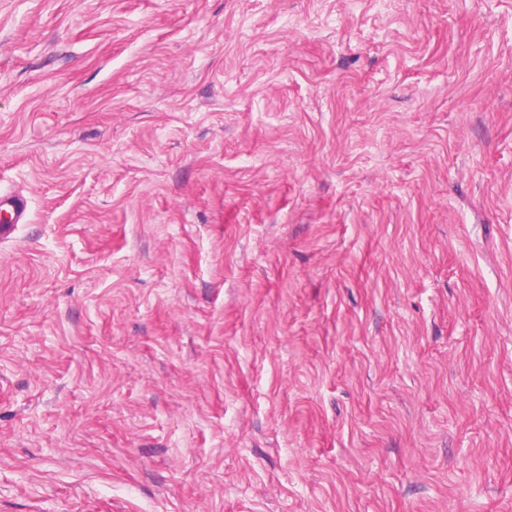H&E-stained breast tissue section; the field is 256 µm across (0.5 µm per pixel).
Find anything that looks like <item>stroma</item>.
<instances>
[{
  "label": "stroma",
  "mask_w": 512,
  "mask_h": 512,
  "mask_svg": "<svg viewBox=\"0 0 512 512\" xmlns=\"http://www.w3.org/2000/svg\"><path fill=\"white\" fill-rule=\"evenodd\" d=\"M0 512H512V0H0ZM26 204L17 198L0 197V232L12 224H19L25 218Z\"/></svg>",
  "instance_id": "35a3bbf8"
}]
</instances>
